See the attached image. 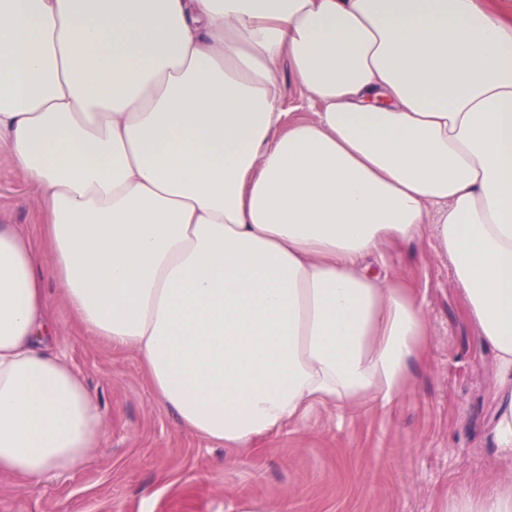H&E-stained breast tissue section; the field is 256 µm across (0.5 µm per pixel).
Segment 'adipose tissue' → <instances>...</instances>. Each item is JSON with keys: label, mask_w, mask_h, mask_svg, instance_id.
<instances>
[{"label": "adipose tissue", "mask_w": 512, "mask_h": 512, "mask_svg": "<svg viewBox=\"0 0 512 512\" xmlns=\"http://www.w3.org/2000/svg\"><path fill=\"white\" fill-rule=\"evenodd\" d=\"M283 62L313 117L285 120ZM0 142L45 193L38 239L0 224V472L105 440L46 281L185 431L249 448L405 394L430 337L395 243L448 257L512 459V16L490 0H0ZM451 512H512V472Z\"/></svg>", "instance_id": "1"}]
</instances>
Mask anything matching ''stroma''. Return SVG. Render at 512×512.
Segmentation results:
<instances>
[{
    "label": "stroma",
    "mask_w": 512,
    "mask_h": 512,
    "mask_svg": "<svg viewBox=\"0 0 512 512\" xmlns=\"http://www.w3.org/2000/svg\"><path fill=\"white\" fill-rule=\"evenodd\" d=\"M44 192L0 146V224L38 237ZM390 270L413 288L431 333L426 363L387 408L313 409L254 449L182 431L138 355L91 336L54 283L55 347L100 401L105 444L83 469L28 482L0 474V512H448L503 469L492 434V354L463 310L447 257L406 244Z\"/></svg>",
    "instance_id": "obj_1"
}]
</instances>
